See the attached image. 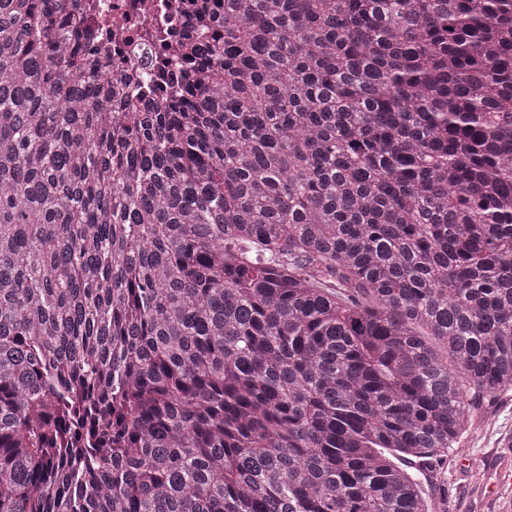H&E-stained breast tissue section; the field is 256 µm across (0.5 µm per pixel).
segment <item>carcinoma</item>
Returning <instances> with one entry per match:
<instances>
[{
  "label": "carcinoma",
  "mask_w": 512,
  "mask_h": 512,
  "mask_svg": "<svg viewBox=\"0 0 512 512\" xmlns=\"http://www.w3.org/2000/svg\"><path fill=\"white\" fill-rule=\"evenodd\" d=\"M181 89L0 0V512H429L512 390V0H213Z\"/></svg>",
  "instance_id": "obj_1"
}]
</instances>
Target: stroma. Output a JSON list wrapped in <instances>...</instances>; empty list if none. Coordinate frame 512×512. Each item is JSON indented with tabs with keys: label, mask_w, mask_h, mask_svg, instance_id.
<instances>
[{
	"label": "stroma",
	"mask_w": 512,
	"mask_h": 512,
	"mask_svg": "<svg viewBox=\"0 0 512 512\" xmlns=\"http://www.w3.org/2000/svg\"><path fill=\"white\" fill-rule=\"evenodd\" d=\"M504 464H512V394L483 404L455 450L432 466L435 512H512V486L499 484Z\"/></svg>",
	"instance_id": "obj_1"
}]
</instances>
